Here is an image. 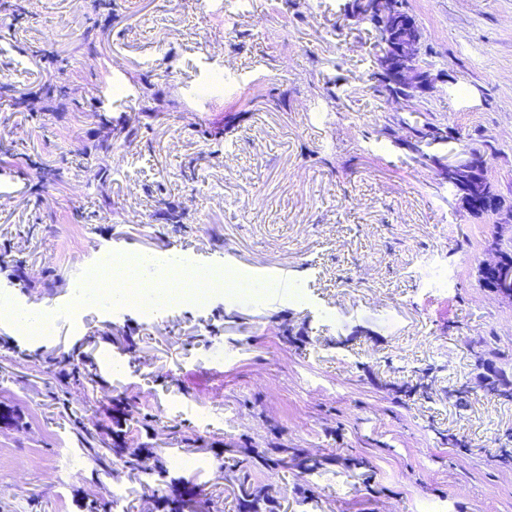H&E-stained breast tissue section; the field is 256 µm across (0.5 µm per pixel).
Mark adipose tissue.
I'll list each match as a JSON object with an SVG mask.
<instances>
[{
  "mask_svg": "<svg viewBox=\"0 0 512 512\" xmlns=\"http://www.w3.org/2000/svg\"><path fill=\"white\" fill-rule=\"evenodd\" d=\"M207 279L211 291L239 290L246 283L239 273L228 268L199 270L185 261L152 266L147 254L133 251L117 253L112 261L100 268L85 284L88 293L106 299L127 301L131 289H138L141 298L165 302L180 299H201L193 283Z\"/></svg>",
  "mask_w": 512,
  "mask_h": 512,
  "instance_id": "ef3b65f1",
  "label": "adipose tissue"
}]
</instances>
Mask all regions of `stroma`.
Masks as SVG:
<instances>
[{
    "label": "stroma",
    "mask_w": 512,
    "mask_h": 512,
    "mask_svg": "<svg viewBox=\"0 0 512 512\" xmlns=\"http://www.w3.org/2000/svg\"><path fill=\"white\" fill-rule=\"evenodd\" d=\"M408 3L435 83L402 110L371 89L377 37L345 0H0V245L26 272L0 269V308L53 319L33 340L0 318V512H147L150 488L105 473L75 427L111 440L126 398L190 512H236L225 475L249 446L337 459L253 468L280 512H512V466L478 451L512 401L444 395L479 355L512 370V305L477 279L512 223L472 217L434 167L487 149L512 205V0ZM119 121L140 136L96 177ZM428 122L442 141L410 148ZM117 251L263 287L152 316L82 301ZM74 352L96 385L68 377ZM425 369L431 395L405 394Z\"/></svg>",
    "instance_id": "stroma-1"
}]
</instances>
